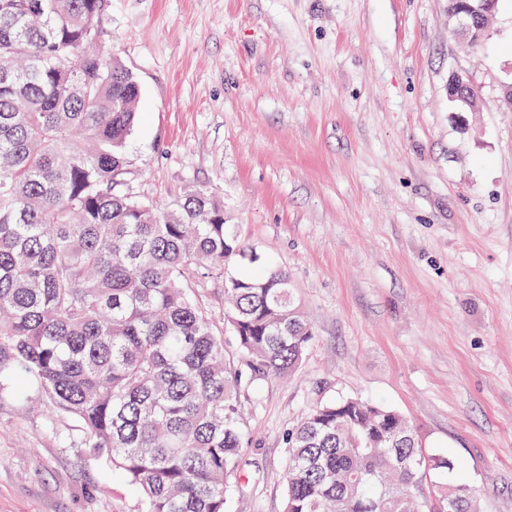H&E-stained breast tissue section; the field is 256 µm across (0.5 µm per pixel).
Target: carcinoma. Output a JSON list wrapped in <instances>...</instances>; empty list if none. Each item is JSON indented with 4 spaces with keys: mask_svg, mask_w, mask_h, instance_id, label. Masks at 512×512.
I'll use <instances>...</instances> for the list:
<instances>
[{
    "mask_svg": "<svg viewBox=\"0 0 512 512\" xmlns=\"http://www.w3.org/2000/svg\"><path fill=\"white\" fill-rule=\"evenodd\" d=\"M108 0H0V379L44 406L140 494L139 512H232L237 390L297 371L314 338L280 269L253 257L204 188L158 209L117 189L139 81L88 28ZM218 277L248 375L192 288ZM429 456L404 416L330 400L287 435L284 512H418ZM465 485L435 512H479Z\"/></svg>",
    "mask_w": 512,
    "mask_h": 512,
    "instance_id": "carcinoma-1",
    "label": "carcinoma"
}]
</instances>
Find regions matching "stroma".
I'll return each mask as SVG.
<instances>
[{
	"instance_id": "1",
	"label": "stroma",
	"mask_w": 512,
	"mask_h": 512,
	"mask_svg": "<svg viewBox=\"0 0 512 512\" xmlns=\"http://www.w3.org/2000/svg\"><path fill=\"white\" fill-rule=\"evenodd\" d=\"M104 52L138 78L125 193L203 187L285 269L314 339L299 369L240 387L233 512H283L290 428L357 397L400 412L428 475L512 512V0L474 44L448 0H110ZM478 87L477 111L448 76ZM0 396V512H137L74 420Z\"/></svg>"
}]
</instances>
